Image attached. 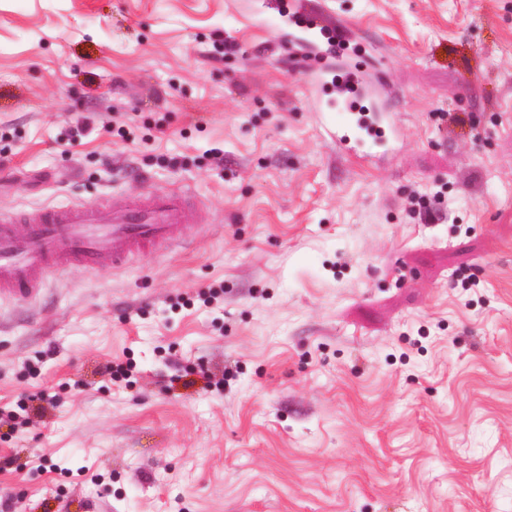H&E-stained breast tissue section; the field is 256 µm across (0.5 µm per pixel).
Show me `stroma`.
Listing matches in <instances>:
<instances>
[{"instance_id":"35a3bbf8","label":"stroma","mask_w":512,"mask_h":512,"mask_svg":"<svg viewBox=\"0 0 512 512\" xmlns=\"http://www.w3.org/2000/svg\"><path fill=\"white\" fill-rule=\"evenodd\" d=\"M169 193L177 245L0 298L9 512H512V0H0V213ZM354 112H328L323 116L324 126L327 132L336 136V144L340 152L345 155L347 151L353 150L351 143H373L386 136L388 128L382 126L372 114L362 115L359 118L352 116Z\"/></svg>"}]
</instances>
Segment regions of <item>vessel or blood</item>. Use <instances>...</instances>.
<instances>
[{
    "label": "vessel or blood",
    "mask_w": 512,
    "mask_h": 512,
    "mask_svg": "<svg viewBox=\"0 0 512 512\" xmlns=\"http://www.w3.org/2000/svg\"><path fill=\"white\" fill-rule=\"evenodd\" d=\"M340 152L381 140L388 129L375 117L344 111L323 117ZM195 211L181 195L145 202L76 203L36 212L0 214V296L22 299L57 271L103 261L123 264L136 254L171 243L193 224Z\"/></svg>",
    "instance_id": "vessel-or-blood-1"
}]
</instances>
